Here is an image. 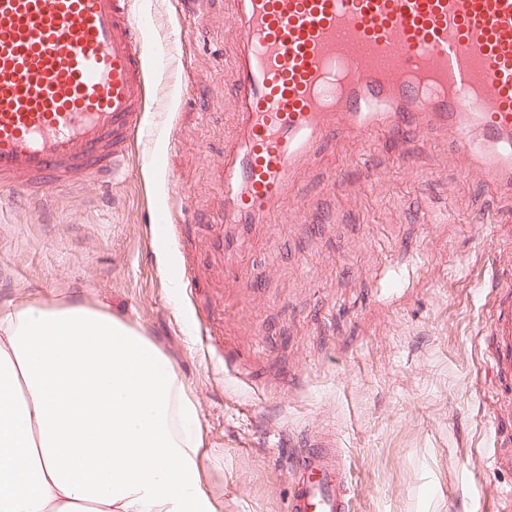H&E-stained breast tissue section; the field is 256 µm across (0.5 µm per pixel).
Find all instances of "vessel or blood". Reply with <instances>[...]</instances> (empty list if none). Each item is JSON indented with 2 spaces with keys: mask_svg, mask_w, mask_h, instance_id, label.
<instances>
[{
  "mask_svg": "<svg viewBox=\"0 0 512 512\" xmlns=\"http://www.w3.org/2000/svg\"><path fill=\"white\" fill-rule=\"evenodd\" d=\"M240 122L224 152V221L262 224L296 168L340 132L480 131L482 178L512 187V0H234ZM150 28L129 0H0V182L54 187L110 170L145 110ZM496 413L512 416V289L496 288ZM336 439L315 436L288 512H349Z\"/></svg>",
  "mask_w": 512,
  "mask_h": 512,
  "instance_id": "1",
  "label": "vessel or blood"
}]
</instances>
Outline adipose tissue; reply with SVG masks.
Listing matches in <instances>:
<instances>
[{
    "instance_id": "obj_1",
    "label": "adipose tissue",
    "mask_w": 512,
    "mask_h": 512,
    "mask_svg": "<svg viewBox=\"0 0 512 512\" xmlns=\"http://www.w3.org/2000/svg\"><path fill=\"white\" fill-rule=\"evenodd\" d=\"M202 459L196 400L131 325L0 309V512H224Z\"/></svg>"
}]
</instances>
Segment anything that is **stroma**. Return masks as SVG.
<instances>
[{
	"mask_svg": "<svg viewBox=\"0 0 512 512\" xmlns=\"http://www.w3.org/2000/svg\"><path fill=\"white\" fill-rule=\"evenodd\" d=\"M131 9L154 26L144 127L112 172L42 199L0 188V308L78 301L150 338L198 402L224 512H286L324 427L351 512H512L485 325L492 282H512V199L445 137L371 131L327 144L268 223L223 224L232 0ZM168 196L177 221L157 223Z\"/></svg>",
	"mask_w": 512,
	"mask_h": 512,
	"instance_id": "1",
	"label": "stroma"
}]
</instances>
